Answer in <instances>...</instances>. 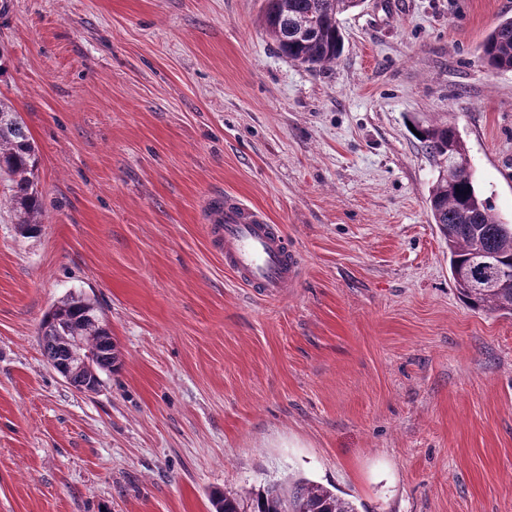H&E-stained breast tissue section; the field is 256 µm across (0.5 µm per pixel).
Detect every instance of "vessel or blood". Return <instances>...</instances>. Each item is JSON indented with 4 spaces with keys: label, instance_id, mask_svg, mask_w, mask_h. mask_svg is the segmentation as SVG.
<instances>
[{
    "label": "vessel or blood",
    "instance_id": "vessel-or-blood-1",
    "mask_svg": "<svg viewBox=\"0 0 512 512\" xmlns=\"http://www.w3.org/2000/svg\"><path fill=\"white\" fill-rule=\"evenodd\" d=\"M208 221L224 266L237 281L266 299H277L294 287L302 258L289 248L280 225L261 210L227 195L209 199Z\"/></svg>",
    "mask_w": 512,
    "mask_h": 512
}]
</instances>
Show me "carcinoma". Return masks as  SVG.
Listing matches in <instances>:
<instances>
[{"instance_id":"carcinoma-1","label":"carcinoma","mask_w":512,"mask_h":512,"mask_svg":"<svg viewBox=\"0 0 512 512\" xmlns=\"http://www.w3.org/2000/svg\"><path fill=\"white\" fill-rule=\"evenodd\" d=\"M362 0H267L263 15L266 31L289 60L312 69L336 64L343 51L338 16L361 6ZM482 56L495 71H512V18L500 22L484 39ZM419 141L439 167L429 194L433 223L448 245V266L459 299L473 310L512 315V288L485 291L468 281L488 276L473 264L482 253L499 270L512 273V224L503 223L488 200L476 189L473 175L452 174L448 159L468 153L456 127L447 123L417 122ZM39 150L19 115L0 101V175L9 177V203L18 228L25 235L40 229L43 212L36 182ZM97 307L81 294H72L43 317L40 324L43 355L55 369L68 367L71 339L85 340L91 364L69 374V384L81 392L98 391L101 375L118 366L112 336ZM214 512H357L354 504L328 488L298 479L267 483L251 492L249 501L214 491Z\"/></svg>"}]
</instances>
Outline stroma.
Returning a JSON list of instances; mask_svg holds the SVG:
<instances>
[{
    "label": "stroma",
    "instance_id": "stroma-1",
    "mask_svg": "<svg viewBox=\"0 0 512 512\" xmlns=\"http://www.w3.org/2000/svg\"><path fill=\"white\" fill-rule=\"evenodd\" d=\"M265 0H0V99L40 153L37 234L0 177V512H213L299 477L358 512H512V316L457 297L411 120L448 122L512 224V0H364L338 63L290 61ZM232 194L303 257L284 298L224 269ZM80 293L120 356L48 365ZM482 56L491 70L512 71V18L500 22L484 39ZM99 324H95L96 319ZM43 355L54 369L67 368L72 358L70 340L84 338L89 352L84 353L79 339L73 341L75 355L72 367L91 364L82 371H70L65 380L81 392H97L102 384L101 375L112 372L118 366V356L112 336L104 324L97 307L82 294H70L61 303L49 310L40 324Z\"/></svg>",
    "mask_w": 512,
    "mask_h": 512
}]
</instances>
